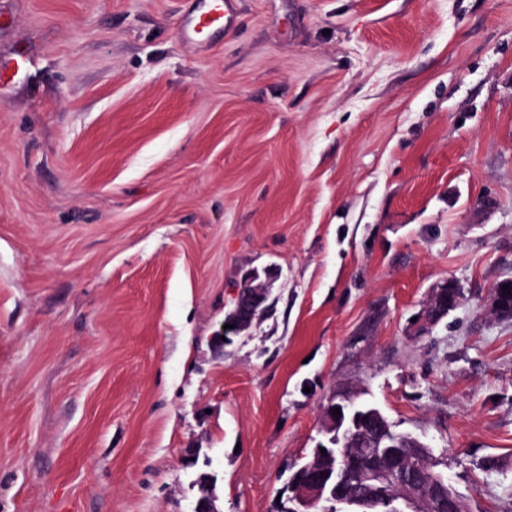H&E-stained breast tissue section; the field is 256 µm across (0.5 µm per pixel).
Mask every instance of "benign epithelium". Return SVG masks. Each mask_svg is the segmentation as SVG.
Wrapping results in <instances>:
<instances>
[{"label": "benign epithelium", "mask_w": 512, "mask_h": 512, "mask_svg": "<svg viewBox=\"0 0 512 512\" xmlns=\"http://www.w3.org/2000/svg\"><path fill=\"white\" fill-rule=\"evenodd\" d=\"M280 276L279 269L268 266L263 271L252 270L245 274L244 284L238 289L235 305L224 317L228 328L215 334V346L222 348L247 332L258 318L265 314L272 295V286ZM512 292V278L499 281L493 293L495 313L510 312L502 298L503 286ZM459 285L447 280L431 290L433 302L422 312L421 321L435 325L457 308L458 300L448 301ZM340 413H334L335 409ZM323 440L314 447L316 457L324 464L315 462L291 469L287 481L288 506L281 512H331L339 506L342 512H369L373 501H380L385 512H433L432 499H448V512H460V500L454 495H444L442 476L434 478L432 494L414 492L422 475L423 467L416 463L407 467L396 462L387 468L376 465L377 459L386 455L390 447L380 435L385 431L380 413L371 404L359 400L357 392L341 386L327 398L321 407ZM356 468L359 476L373 486L376 494L360 497L339 492L344 482L340 468ZM207 485L208 493L195 495L192 512H217L215 502L216 483L210 472L201 474L196 485Z\"/></svg>", "instance_id": "1"}]
</instances>
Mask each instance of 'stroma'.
I'll return each instance as SVG.
<instances>
[{"mask_svg":"<svg viewBox=\"0 0 512 512\" xmlns=\"http://www.w3.org/2000/svg\"><path fill=\"white\" fill-rule=\"evenodd\" d=\"M212 3L0 0V512H191L190 447L280 512L339 385L512 512V0H238L187 45ZM216 2L213 9L206 13H188L183 16L180 26V35L183 39H190L203 29L224 24L232 15L235 0H213ZM280 276L276 266L266 267L262 273L252 270L245 274L244 284L238 289L235 305L224 317L220 329L215 336V346L223 348L234 342L235 338L247 332L258 318L265 314L269 307L272 295V286ZM226 324L234 328L223 329ZM225 337V340L221 339ZM459 288V302L464 299L463 291L460 286L453 280H447L441 284L434 286L430 292L433 302L430 303L422 312L421 321L426 325H436L441 319L446 317L451 311L458 307L457 297L453 301H448V294L455 297L456 289ZM447 301V305H446ZM442 307L438 310V306ZM446 305V306H444ZM444 306V307H443Z\"/></svg>","mask_w":512,"mask_h":512,"instance_id":"35a3bbf8","label":"stroma"}]
</instances>
